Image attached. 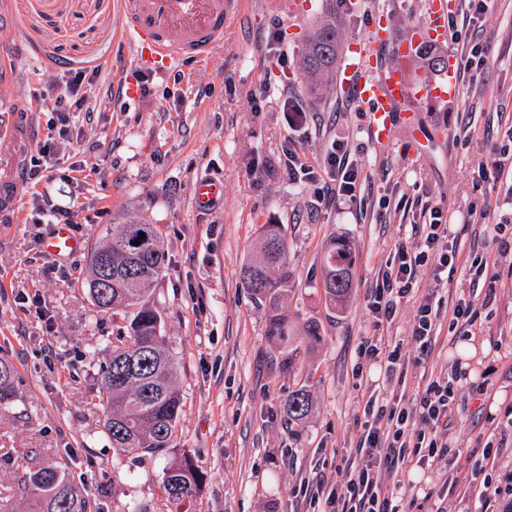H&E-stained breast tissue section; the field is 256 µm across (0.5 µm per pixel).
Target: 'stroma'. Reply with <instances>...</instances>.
<instances>
[{"label": "stroma", "instance_id": "35a3bbf8", "mask_svg": "<svg viewBox=\"0 0 512 512\" xmlns=\"http://www.w3.org/2000/svg\"><path fill=\"white\" fill-rule=\"evenodd\" d=\"M429 0H357L342 17L341 66L352 45L368 38L369 18L385 13L396 31L423 21ZM457 37L439 44L456 66V92L412 107L423 153H405L406 129L392 115V136L371 141L340 84L324 94L305 88V39L330 0H230L223 44L203 62L154 69L145 90L120 96L117 79L139 71L120 35L116 0H0V179L20 180L11 211L0 212V357L17 368V398L0 409V512H26L23 473L59 462L86 490L98 512H175L164 488L170 461L186 455L203 474L190 512H320V482H333L342 456L362 432L367 381L358 373L362 337L401 344L404 389L415 397L432 380L466 372L448 433V466L393 474L410 512H479L483 487L475 469L512 482V256L499 254L512 232V177L477 170L491 147L512 151V0H496L471 19L455 0ZM278 30L285 62L267 40ZM488 50L466 65L463 47ZM85 74L93 84L89 111L70 115L66 138L52 101L64 80ZM301 104L288 111L286 95ZM25 112L14 121L15 109ZM344 141L361 177L354 199L335 200L322 167ZM50 145L48 179L26 180L24 167ZM314 170L290 177L288 155ZM224 184V196L199 208L201 178ZM68 207L85 252L57 259L40 242L48 205ZM442 206L458 258L447 278L418 267L411 294L392 321L374 326L368 300L380 268L398 246H414L424 213ZM143 221L163 233L166 269L154 298L178 362L183 411L171 448L115 457L96 395L99 366L112 352V317L92 305L82 281L90 251L118 224ZM264 224L281 225L287 245L288 324L297 338L281 354L267 337V308L240 277V266ZM355 255L353 287L343 311L327 305L322 255L332 241ZM496 276L472 281L474 256ZM470 294L482 301L471 340L456 341L440 325L431 352L409 343L421 296ZM321 326L308 344L304 327ZM313 407L289 422L286 403L298 390Z\"/></svg>", "mask_w": 512, "mask_h": 512}]
</instances>
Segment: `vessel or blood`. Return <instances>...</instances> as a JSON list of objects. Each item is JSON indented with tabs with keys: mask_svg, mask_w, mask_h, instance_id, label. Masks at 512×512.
Instances as JSON below:
<instances>
[{
	"mask_svg": "<svg viewBox=\"0 0 512 512\" xmlns=\"http://www.w3.org/2000/svg\"><path fill=\"white\" fill-rule=\"evenodd\" d=\"M121 28L139 64L166 67L186 60H207L224 40L227 0H117ZM449 11L445 0H431L427 18L398 36L391 27L372 21L367 41L356 50L354 63L342 74V84L363 111L365 125L377 142L391 136V114L408 98H446L445 84L427 71H414L416 51L426 43L444 41ZM396 58L382 65L380 50ZM222 183L200 180L194 188L199 207L223 196ZM48 255L65 259L79 253L83 241L71 225L56 224L42 239Z\"/></svg>",
	"mask_w": 512,
	"mask_h": 512,
	"instance_id": "1",
	"label": "vessel or blood"
}]
</instances>
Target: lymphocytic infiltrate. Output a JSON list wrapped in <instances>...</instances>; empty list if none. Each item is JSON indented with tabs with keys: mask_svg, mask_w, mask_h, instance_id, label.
Here are the masks:
<instances>
[{
	"mask_svg": "<svg viewBox=\"0 0 512 512\" xmlns=\"http://www.w3.org/2000/svg\"><path fill=\"white\" fill-rule=\"evenodd\" d=\"M323 167L336 183L337 197L355 198L360 175L344 142L333 145ZM442 212V207H431V222L420 242L412 249L398 246L379 271L370 296L374 324L392 320L402 298L412 289L418 266L429 265L437 275L454 267L456 245L441 222ZM444 306L451 312L449 331L462 339L469 337L479 314L475 299L458 295L443 300L429 294L420 298L411 330V340L420 352L432 347ZM456 400L454 384L438 381L428 383L411 405L399 394L383 405L377 396H369L355 448L337 465L335 482L322 489L329 512H405L401 487L389 483L388 478L414 462L430 466L446 462V434Z\"/></svg>",
	"mask_w": 512,
	"mask_h": 512,
	"instance_id": "f902f5d3",
	"label": "lymphocytic infiltrate"
}]
</instances>
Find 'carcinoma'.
I'll list each match as a JSON object with an SVG mask.
<instances>
[{"label":"carcinoma","instance_id":"1","mask_svg":"<svg viewBox=\"0 0 512 512\" xmlns=\"http://www.w3.org/2000/svg\"><path fill=\"white\" fill-rule=\"evenodd\" d=\"M422 49L430 71L447 69V60L431 53V45ZM341 51V23L333 6L317 19L301 56L300 67L310 93L321 94L331 84ZM141 232L146 242L137 246L133 241ZM286 252L281 226L264 224L256 248L240 267L246 287L259 302L268 305V337L281 343L289 339L283 305L289 279ZM100 256L112 259V287L105 296L94 288ZM353 267L348 244L339 241L326 249L323 290L327 304L344 307L352 291ZM164 270L163 234L155 224H120L91 254L87 287L93 304L100 313L111 314L112 321H122L112 354L101 367L98 391L105 409L104 429L118 456L154 455L171 447L182 413V398L175 385L177 363L163 336L162 313L153 301L154 285ZM16 373L9 360L0 358V405L14 401ZM310 410L308 391L299 389L288 396L289 419L300 421ZM201 480L190 457L173 459L164 472L169 501L179 507L192 500ZM21 484L30 512H92L89 496L76 488L62 465L31 469L24 473Z\"/></svg>","mask_w":512,"mask_h":512}]
</instances>
